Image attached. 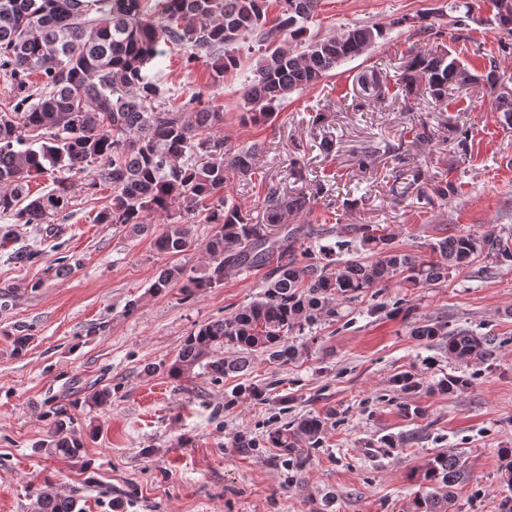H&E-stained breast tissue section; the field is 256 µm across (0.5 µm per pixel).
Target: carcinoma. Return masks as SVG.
<instances>
[{
  "mask_svg": "<svg viewBox=\"0 0 512 512\" xmlns=\"http://www.w3.org/2000/svg\"><path fill=\"white\" fill-rule=\"evenodd\" d=\"M0 0V72L13 84L14 101L0 108V215L17 224H49L77 193L95 195L108 185L111 202L96 216L99 224L148 229V218L167 221L154 239L160 253L178 255L197 245L193 218L213 227L203 245L207 267L201 277L184 267L165 268L153 283L157 292L174 282L207 290L224 284L230 270L263 272V291L250 304L190 334L169 366L182 378L199 366L214 379L249 369L258 352L273 363L296 355L290 344L324 318H344L345 303L368 295L378 299L392 283L414 290L448 281L451 271L486 254L512 267V234H450L431 244L423 259L394 245L396 234L379 224H344L330 245L315 244L305 225L283 226L286 215L310 206L303 193L290 195L269 184L263 223L253 224L224 200V184L253 167L257 148H234L218 134L223 109L203 105L201 94L174 107L173 90L147 73L148 65L174 50L186 64L204 63L215 83L237 66L231 46L251 35L264 46L253 79L242 88L254 122L269 121L295 90L320 82L340 62L362 55L383 36L376 25L360 24L337 36L306 38L307 23L321 0H280V15L267 22L268 0ZM497 29L512 36V0H490ZM41 77L35 89L30 75ZM428 82L431 98L441 101L473 78L442 49L419 50L405 62L403 88L418 89L414 75ZM360 110L382 94L374 73L357 79ZM48 174L52 188L30 198L32 175ZM422 345L437 344L461 364L485 363L500 348L496 336L429 318L413 325ZM230 351L234 357H224ZM472 376L449 373L437 388L453 394L470 388ZM329 417L308 415L286 422L269 435L295 470L308 450L320 444ZM49 447L66 458L79 455L81 443L67 422L56 421ZM505 494L496 512H512V448L498 449ZM465 465L459 455L438 454L422 473L424 489L406 512H451L454 487ZM79 491L69 496L35 493L33 512H74Z\"/></svg>",
  "mask_w": 512,
  "mask_h": 512,
  "instance_id": "cac0c4a2",
  "label": "carcinoma"
}]
</instances>
